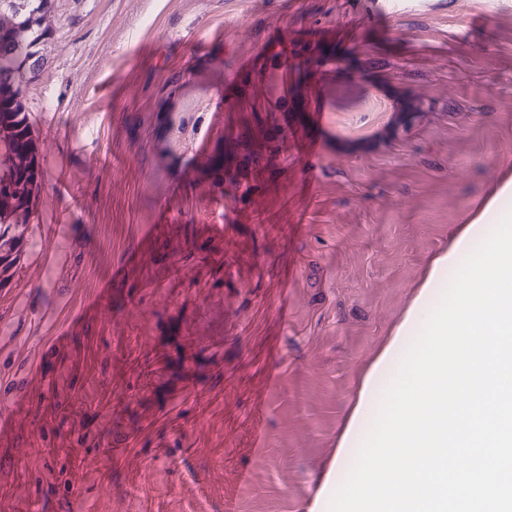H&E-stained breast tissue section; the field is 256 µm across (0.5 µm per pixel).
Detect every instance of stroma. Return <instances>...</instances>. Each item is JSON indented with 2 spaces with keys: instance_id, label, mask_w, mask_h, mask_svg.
<instances>
[{
  "instance_id": "stroma-1",
  "label": "stroma",
  "mask_w": 512,
  "mask_h": 512,
  "mask_svg": "<svg viewBox=\"0 0 512 512\" xmlns=\"http://www.w3.org/2000/svg\"><path fill=\"white\" fill-rule=\"evenodd\" d=\"M49 16L23 98L43 246L0 289L22 396L0 512H328L366 375L512 177V0Z\"/></svg>"
}]
</instances>
